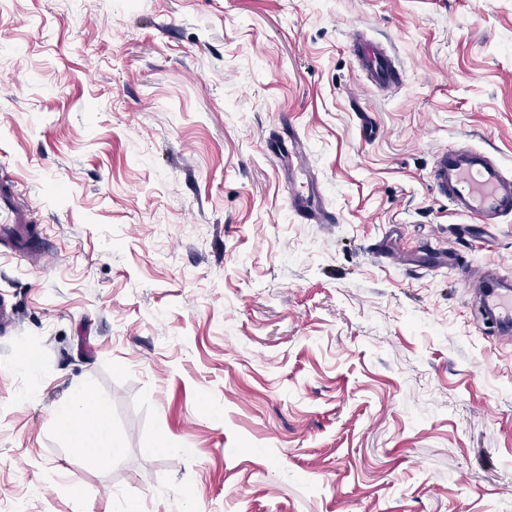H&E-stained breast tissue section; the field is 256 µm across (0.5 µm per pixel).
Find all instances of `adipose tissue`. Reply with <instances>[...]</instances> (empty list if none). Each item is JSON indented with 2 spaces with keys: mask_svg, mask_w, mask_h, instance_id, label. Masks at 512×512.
I'll return each instance as SVG.
<instances>
[{
  "mask_svg": "<svg viewBox=\"0 0 512 512\" xmlns=\"http://www.w3.org/2000/svg\"><path fill=\"white\" fill-rule=\"evenodd\" d=\"M55 432L78 453L105 461L119 445L112 432L109 402L85 389H75L67 404L52 412Z\"/></svg>",
  "mask_w": 512,
  "mask_h": 512,
  "instance_id": "ef3b65f1",
  "label": "adipose tissue"
}]
</instances>
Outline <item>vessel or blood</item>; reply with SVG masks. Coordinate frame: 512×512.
Wrapping results in <instances>:
<instances>
[{
  "label": "vessel or blood",
  "instance_id": "obj_1",
  "mask_svg": "<svg viewBox=\"0 0 512 512\" xmlns=\"http://www.w3.org/2000/svg\"><path fill=\"white\" fill-rule=\"evenodd\" d=\"M352 51L366 80L389 89L400 85L402 74L388 51L379 43L355 37ZM431 180L437 193L447 199L453 212L475 224H500L512 217V173L485 151L468 146L437 153ZM33 219L18 200L13 181L0 182V235L20 245ZM477 295L495 315L502 335L512 334V278L482 281Z\"/></svg>",
  "mask_w": 512,
  "mask_h": 512
}]
</instances>
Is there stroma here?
I'll list each match as a JSON object with an SVG mask.
<instances>
[{
  "label": "stroma",
  "mask_w": 512,
  "mask_h": 512,
  "mask_svg": "<svg viewBox=\"0 0 512 512\" xmlns=\"http://www.w3.org/2000/svg\"><path fill=\"white\" fill-rule=\"evenodd\" d=\"M456 142L512 172V0H0L38 230L0 247V512H512V344L405 262L512 276V219L464 235L432 187ZM78 385L110 461L52 428ZM362 28H356L352 51L366 80L372 86L389 89L401 84L402 73L395 61L379 43L362 37Z\"/></svg>",
  "instance_id": "35a3bbf8"
}]
</instances>
